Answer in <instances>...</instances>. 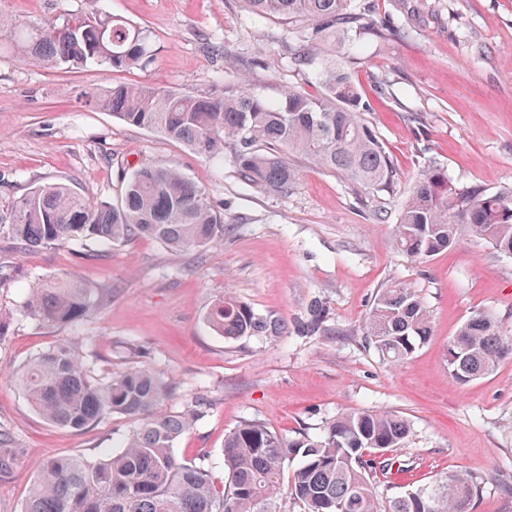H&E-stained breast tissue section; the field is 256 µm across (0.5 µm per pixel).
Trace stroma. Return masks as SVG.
<instances>
[{
	"instance_id": "stroma-1",
	"label": "stroma",
	"mask_w": 512,
	"mask_h": 512,
	"mask_svg": "<svg viewBox=\"0 0 512 512\" xmlns=\"http://www.w3.org/2000/svg\"><path fill=\"white\" fill-rule=\"evenodd\" d=\"M114 14L143 27L152 58L116 71L77 72L0 54V199L62 182L83 197L117 201L118 175L140 162L175 168L208 193L224 216V240L201 251H172L140 238L127 244H73L15 250L0 240V431L19 450L12 479L0 483V512H21L40 462L73 455L94 462L133 427L116 415L81 431L43 419L16 383V371L57 342L78 339L91 372L120 375L150 367L177 385L164 412L196 397L203 418L176 441L182 461L224 483V436L257 421L289 438L320 433L346 411L384 410L407 419L405 447L386 450L379 489L406 490L455 472L484 477L475 512H512V359L461 384L448 373V340L475 313L492 312L512 333V258L464 236L418 264L393 245L401 201L432 165L462 189L512 188V0H351L370 33L323 35L309 65L292 52L302 25L251 13L243 0H110ZM94 0H0V11L37 24L88 13ZM369 105L394 162L391 190L377 192L294 154L299 176L288 194L243 181L232 162L216 164L184 144L128 125L89 102L113 84L196 92L248 82L267 99L288 89L320 92L319 72L335 48ZM81 278L111 298L74 328L39 324L23 311L37 281ZM399 280L423 297L428 343L404 363H385L365 340L368 309ZM289 325L277 339L235 341L206 321L224 295ZM320 332L295 323L314 301Z\"/></svg>"
}]
</instances>
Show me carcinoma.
Instances as JSON below:
<instances>
[{"label":"carcinoma","instance_id":"cac0c4a2","mask_svg":"<svg viewBox=\"0 0 512 512\" xmlns=\"http://www.w3.org/2000/svg\"><path fill=\"white\" fill-rule=\"evenodd\" d=\"M349 0H244L259 17L308 22L294 64L309 63V46L328 31L365 19L348 11ZM146 31L100 8L66 13L61 22L19 26L0 12V53L22 61L80 69L90 63L128 70L148 57ZM322 91L289 89L277 101L244 82L202 93L117 84L94 95L96 107L125 123L179 141L197 154L224 161L266 191L286 194L298 180L288 161L292 151L374 190L390 186L393 161L367 106L342 62L323 65ZM263 143L267 151L257 150ZM115 204L85 199L62 183L38 185L16 200H0V239L14 248H59L89 241L106 244L151 238L173 250H199L224 240V219L206 192L180 171L142 162L121 174ZM463 234L512 251V188L457 190L440 169H422L408 192L394 229L398 250L422 262L451 249ZM105 297L77 277L38 282L24 308L47 326L76 327L102 307ZM323 305L316 301L297 332L321 329ZM213 331L237 340L276 336L284 326L226 294L207 313ZM365 339L384 361L398 366L432 336L431 316L418 291L392 281L380 289L366 320ZM465 356L448 364L460 383L476 380L512 359V335L490 312H479L448 341ZM34 410L47 421L74 430L113 415L133 421L121 449L97 462L52 456L43 461L21 512H284L282 487L301 512H472L484 479L467 473L438 477L414 489L377 491L376 461L369 449L401 448L410 435L407 419L387 411H350L326 422L315 436L287 439L259 422H244L225 435V485L214 484L202 465L179 460L175 441L205 414L206 400L180 412L160 414L172 383L146 366L117 377L95 378L78 343L64 340L38 354L17 375ZM299 459L289 479L285 469ZM17 460L11 439L0 432V481L13 476ZM343 509L336 510V505Z\"/></svg>","mask_w":512,"mask_h":512}]
</instances>
